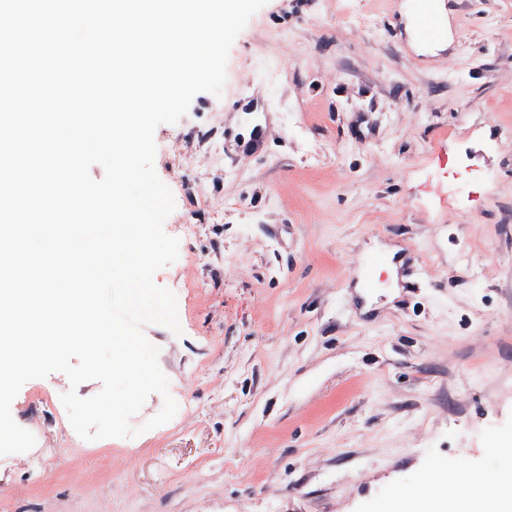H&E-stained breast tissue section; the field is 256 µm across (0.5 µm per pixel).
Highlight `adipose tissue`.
I'll return each mask as SVG.
<instances>
[{
	"label": "adipose tissue",
	"instance_id": "adipose-tissue-1",
	"mask_svg": "<svg viewBox=\"0 0 512 512\" xmlns=\"http://www.w3.org/2000/svg\"><path fill=\"white\" fill-rule=\"evenodd\" d=\"M384 512H512V467L503 469L494 490L455 497L399 493Z\"/></svg>",
	"mask_w": 512,
	"mask_h": 512
}]
</instances>
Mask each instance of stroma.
Masks as SVG:
<instances>
[{"label":"stroma","mask_w":512,"mask_h":512,"mask_svg":"<svg viewBox=\"0 0 512 512\" xmlns=\"http://www.w3.org/2000/svg\"><path fill=\"white\" fill-rule=\"evenodd\" d=\"M406 2L268 0L156 128L183 333L143 332L178 411L74 444L67 377L27 382L0 512H378L512 463V0H444L442 50ZM388 255L410 275L361 304Z\"/></svg>","instance_id":"obj_1"}]
</instances>
